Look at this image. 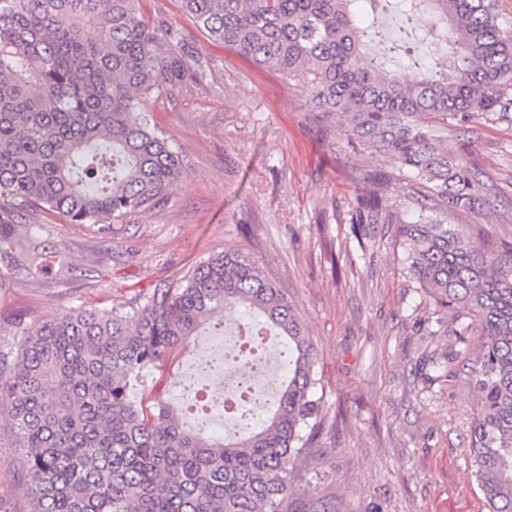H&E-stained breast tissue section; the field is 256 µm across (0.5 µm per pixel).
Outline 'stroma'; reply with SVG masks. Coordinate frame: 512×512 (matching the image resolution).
Here are the masks:
<instances>
[{
	"label": "stroma",
	"instance_id": "obj_1",
	"mask_svg": "<svg viewBox=\"0 0 512 512\" xmlns=\"http://www.w3.org/2000/svg\"><path fill=\"white\" fill-rule=\"evenodd\" d=\"M136 7L177 26L211 62L206 81L161 89L148 105L150 127L182 155V177L153 210L107 226L22 210L18 231H34L55 256L36 281L0 264V355L15 354L16 317L33 325L67 307L139 304L155 288L184 283L214 253L238 250L300 313L325 385L326 428L297 465L288 512L322 504L331 512H486L468 448L475 395L462 383L479 332L410 277L394 230L418 209L401 188L386 194L392 223L358 235L348 224L368 190L364 174L390 163L359 150L337 154L297 89L213 41L181 0ZM428 27L424 17L412 27L420 65L446 51ZM412 28L393 14L376 19L388 44ZM447 148L469 161L489 202L444 223L469 225L480 245L512 242V125L462 123ZM62 261L71 267L64 280ZM214 335L202 329L161 380L143 377L134 397L180 405L184 374ZM7 422L0 411V499L29 512Z\"/></svg>",
	"mask_w": 512,
	"mask_h": 512
}]
</instances>
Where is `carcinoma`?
Segmentation results:
<instances>
[{"instance_id":"obj_1","label":"carcinoma","mask_w":512,"mask_h":512,"mask_svg":"<svg viewBox=\"0 0 512 512\" xmlns=\"http://www.w3.org/2000/svg\"><path fill=\"white\" fill-rule=\"evenodd\" d=\"M181 2L211 39L300 87L318 123L336 124V152L387 158L412 200L446 213L485 205L473 168L448 155L441 132L473 117L512 122V23L499 0H407L449 44L412 77L368 57L372 33L354 22V4L390 0ZM210 71L136 0H0V261L29 280L46 271L48 247L12 229L15 205L73 224L155 207L180 180L182 158L149 127L148 102ZM366 181L356 237L361 224L393 223L383 192L396 178ZM395 238L419 287L480 331L464 379L477 397L472 474L488 512H512V244L480 248L464 228L428 217L396 225ZM241 308L251 318L231 316ZM214 321L242 338L241 376L266 337L283 339L287 373L260 426L240 423L237 394L226 406L187 393L196 430L161 398L149 408L131 401L130 379L161 370ZM18 329L16 355L0 356V400L32 512H288L294 469L325 417L317 352L288 295L244 253L221 252L136 307H68ZM217 405L231 430L214 439L204 426Z\"/></svg>"}]
</instances>
